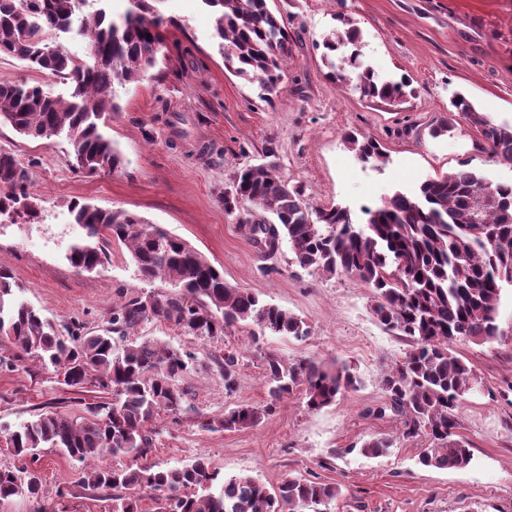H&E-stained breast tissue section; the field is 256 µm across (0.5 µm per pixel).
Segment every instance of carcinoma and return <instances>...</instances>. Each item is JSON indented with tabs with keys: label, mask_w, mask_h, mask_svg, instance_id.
<instances>
[{
	"label": "carcinoma",
	"mask_w": 512,
	"mask_h": 512,
	"mask_svg": "<svg viewBox=\"0 0 512 512\" xmlns=\"http://www.w3.org/2000/svg\"><path fill=\"white\" fill-rule=\"evenodd\" d=\"M90 14L79 12L89 0H0V52L69 84L67 97L39 86L0 79V123L18 134L49 139L63 136L70 146L72 169L93 174L115 171L122 157L101 123L119 110L117 89L140 81L164 54L163 17L154 0H135L119 18L108 16L106 0ZM217 15L215 38L225 67L247 79L269 101L283 81L289 38L283 17L268 0H201ZM341 27L323 41L328 77L352 86L363 98L395 103L405 83L379 81L353 51L341 64L331 56L355 45L358 28L340 16ZM74 33L87 43L88 59L72 56L58 38ZM453 111L480 136L482 149L499 162L512 164V125L495 123L475 109L463 94L451 101ZM348 148L364 162L386 157L370 137L345 134ZM29 168L13 153L0 149V215L39 218L26 193ZM74 222L87 240L70 248L68 261L92 272L104 264V248L91 243L117 239L131 251L138 276L165 281L162 295H137L112 309V329L84 335L79 329L57 334L39 310L12 302L11 275L0 271V334L29 357L51 365L72 389L91 384L112 391L110 402L87 407L81 414L48 410L14 430L0 431V442L21 461H36L37 451L57 448L83 465L108 456L144 459L154 446L146 425L160 411L178 418L184 393L177 380L188 369L190 355L153 340L126 341L129 331L151 318H162L195 336L214 338L234 329L256 343L271 336L304 340L310 326L298 316L224 281V273L200 252L157 224L122 209L73 201ZM228 214L246 213L252 240L264 239L274 253L287 240L295 263L334 277L353 275L372 289L370 311L387 331L403 336L412 349L384 370L380 386L386 410L403 418L402 438L423 436L417 464L427 469H465L473 460L470 442L459 433L465 396L479 389L475 371L455 349L459 341L490 343L499 335L498 307L505 285H512V183L492 184L467 165L423 181L413 193L396 192L375 208H365V222L349 209L315 208L289 187L273 164L245 166L224 194ZM210 361L231 395L240 381L237 352L226 349ZM268 399L259 407L240 406L220 417L202 416L204 431H238L258 426L286 398L299 395L306 409L321 410L359 387L353 370L329 367L316 358L264 357ZM394 440L385 435L365 440L360 453L375 458L389 452ZM203 459L181 467L150 464L112 468L97 466L86 474L91 489H122L112 497L113 512H141L147 494L157 512H322L342 493L341 486L297 475L284 477L269 490L257 477L239 474L218 479ZM25 493L40 500L38 473L24 465L0 469V504Z\"/></svg>",
	"instance_id": "carcinoma-1"
}]
</instances>
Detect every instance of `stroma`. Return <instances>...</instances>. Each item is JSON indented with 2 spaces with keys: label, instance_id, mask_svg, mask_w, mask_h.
<instances>
[{
  "label": "stroma",
  "instance_id": "35a3bbf8",
  "mask_svg": "<svg viewBox=\"0 0 512 512\" xmlns=\"http://www.w3.org/2000/svg\"><path fill=\"white\" fill-rule=\"evenodd\" d=\"M269 6L287 23L291 55L280 92L267 102L256 85L225 68L215 15L201 0H160L168 58L147 79L120 89L119 111L105 118L103 132L122 155L118 170L74 172L64 138L35 139L0 125V148L29 168L28 191L41 211L35 224L0 222V269L12 276L13 298L38 309L63 335L76 324L103 332L125 300L167 293L162 280L138 279L127 246L117 240L105 243L108 260L97 272L77 273L67 260L70 246L86 238L70 202L135 212L187 241L227 283L259 292L311 327L303 341L273 336L253 343L237 333L195 336L160 318L140 323L132 337L195 356L178 382L184 410L176 420L159 413L147 463L171 468L203 458L222 475L251 474L271 487L290 473L335 483L342 493L328 512H512V286L501 295L497 341L456 344L483 381L460 409V432L474 460L462 470L424 469L416 459L425 439H403L399 416L374 413L384 403L381 372L410 346L373 319L371 289L350 276L327 278L300 267L289 246L263 253L224 210L237 170L266 162L300 187L310 205L349 207L359 222L364 208L463 163L489 182L511 183L512 164L477 150L479 136L464 120L443 136L429 130L447 117L458 93L495 122L512 124V0H269ZM341 15L360 31L365 65L380 77L410 80L404 102L366 99L328 78L322 43ZM0 77L68 93L50 72L4 53ZM350 130L378 140L384 161L358 160L343 144ZM232 348L240 354L241 378L229 395L209 357ZM268 352L351 365L361 384L318 412L294 397L257 427L201 430L200 416L265 403ZM13 356L12 344L0 339V428L112 399L91 385L69 388L52 368ZM9 359L13 368H4ZM380 434L395 439L394 448L374 459L360 455L363 441ZM34 468L50 512H112V490L84 488L83 467L59 450L40 449Z\"/></svg>",
  "mask_w": 512,
  "mask_h": 512
}]
</instances>
